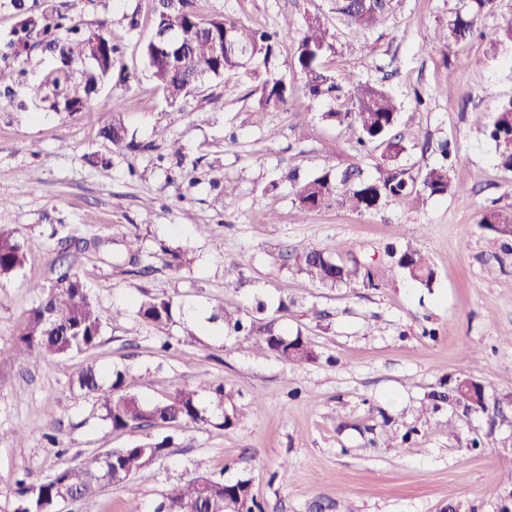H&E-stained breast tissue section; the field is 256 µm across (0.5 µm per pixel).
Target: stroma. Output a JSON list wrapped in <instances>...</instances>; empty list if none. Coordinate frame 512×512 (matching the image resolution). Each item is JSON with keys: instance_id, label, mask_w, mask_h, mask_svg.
Instances as JSON below:
<instances>
[{"instance_id": "stroma-1", "label": "stroma", "mask_w": 512, "mask_h": 512, "mask_svg": "<svg viewBox=\"0 0 512 512\" xmlns=\"http://www.w3.org/2000/svg\"><path fill=\"white\" fill-rule=\"evenodd\" d=\"M84 29L107 21L121 61L135 82L107 79L96 100L69 115L49 103L18 108L0 97V228L13 231L28 262L0 279V512H14L16 482L45 480L72 459L171 437L164 456L126 483L110 486L91 505L62 512H153L173 485L197 471L249 481L255 512H499L512 491V247L481 226L491 208L512 210V172L501 169L493 144L473 119L493 114L512 96V43L493 45L487 32L512 20V0H495L485 35L444 56L428 42L447 25L458 0H393L385 21L357 40L336 18L326 66L338 83L383 84L400 102L395 128L400 165L419 171L438 163L433 146L457 148L452 189L422 197L414 209L390 202L374 215L332 208L298 215L282 172L308 177L326 166L356 164L375 174L384 147L360 153L351 131L324 120L332 101H311L292 68L295 44L280 43L275 72L295 93L290 109L255 111L251 92L262 73L239 69L205 81L177 105L156 90L142 54L154 30L157 0H26L45 2ZM203 17L225 15L255 28L283 18L302 27L328 0H192ZM22 17L0 0V66L40 82L53 59L35 47L14 56L7 47ZM426 104L417 107L416 96ZM122 123L143 151L112 154L102 135ZM184 147L170 157L156 133ZM229 181L226 197L214 182ZM272 212L276 223L261 224ZM210 225L207 233L198 232ZM98 238L75 267L105 318L99 345L71 357L15 359L24 313L51 284L56 232ZM139 236V266L125 243ZM342 243L338 258L369 264L372 288H321L291 270L290 251ZM427 254L432 288L389 266L388 246ZM187 250L190 264L165 265L164 248ZM239 266L229 271L225 257ZM171 296L184 310L221 304L257 317V302L291 300L279 324L302 334L315 360L288 363L232 336L197 331L186 338L183 317L158 328L135 304ZM121 317H113V310ZM103 377L126 374L130 394L168 397L178 386L224 384L248 412L229 429L209 425L113 430L104 412L79 391L86 367ZM469 377L485 388L486 410L463 413L429 395ZM415 432L416 450L398 444Z\"/></svg>"}]
</instances>
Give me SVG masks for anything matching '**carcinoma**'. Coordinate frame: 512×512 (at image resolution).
Masks as SVG:
<instances>
[{
    "label": "carcinoma",
    "mask_w": 512,
    "mask_h": 512,
    "mask_svg": "<svg viewBox=\"0 0 512 512\" xmlns=\"http://www.w3.org/2000/svg\"><path fill=\"white\" fill-rule=\"evenodd\" d=\"M156 28L170 29L175 43L184 47L181 55L167 52L168 45L151 36L142 53L150 77L165 100L175 105L188 96L207 78L220 77L226 72L247 66L264 69L265 76L252 92L256 110H287L294 88L276 73L271 65L279 41L290 36L293 23L286 19L273 31L246 26L222 16L203 18L192 8V0H161ZM494 0H459L448 25L435 31L432 43L449 50L478 30L485 13L492 10ZM14 7L24 15L21 26L8 43L14 56L29 47H41L54 59L53 69L37 86L31 88L32 100L50 102L58 112H80L91 101V94L112 75L120 57L119 47L107 38L103 30L86 31L72 23L65 14L52 6L38 15H30L25 0H14ZM392 0H332L330 12L357 37L375 29L388 15ZM71 34L67 40L59 32ZM334 35L329 33L324 18L315 15L306 21L305 29L295 42L292 67L301 76L305 94L314 101L334 98L340 108L324 113V118L337 126L356 133L359 149L383 145L385 161L377 167V175L369 177L357 165L342 171L334 166L317 174L299 179L296 171L284 176L292 185L293 203L300 215L308 212L342 207L357 213L372 214L388 201L396 200L411 206L424 195L441 196L451 189L450 170L453 150L448 143L439 144L442 161L417 175L410 174L396 162L404 151L401 140L393 134L399 105L384 85L355 80L343 86L324 68V59L335 50ZM227 40L224 54L213 51L216 41ZM80 57L97 58L92 67L75 77L74 64ZM495 147L498 165L512 172V97L502 99L496 112L487 117L475 113ZM112 144V152L125 153L133 149L126 128L114 123L103 132ZM481 224L505 239H512V211L492 210L483 215ZM87 246L84 237L70 234L60 240V249L53 261L56 273L54 286L41 292L37 306L21 319L14 344L17 358L37 355L46 360L79 354L97 346L104 330V319L97 300L85 288L69 257ZM340 245L329 250L305 247L293 263L294 271L322 288H337L356 281L363 286H375V276L369 268L349 267L336 260ZM395 267L406 277L424 288L432 287L435 270L427 255L407 247L393 249ZM26 253L13 232L0 229V278L22 269ZM175 302L169 297L147 296L136 304L138 317L156 327H165L172 320ZM216 323L220 332L276 354L280 359L298 363L312 361L313 350L301 334L288 336L279 327V316L273 313L260 322L246 319L239 311L222 305L213 307L206 318ZM76 383L85 395L105 411V419L115 430L139 428L144 425L174 426L211 424L230 428L238 424L244 412L231 403L232 393L220 384L212 389L215 413L208 417L202 408L198 391L181 386L167 398L144 402L125 393V376L112 375L109 385L101 383L98 372L83 370ZM436 398L467 411L486 408L482 384L470 378H458L448 392ZM230 408H224V403ZM168 439L136 442L126 448L106 452L107 462L93 454L74 459L57 469L47 480L36 485H20L19 502L14 512H54L61 492L70 491L76 501L94 499L108 485H121L135 473L165 454ZM249 495L248 481L234 483L218 481L205 473L171 487L163 495L154 512H239L240 498Z\"/></svg>",
    "instance_id": "carcinoma-1"
}]
</instances>
